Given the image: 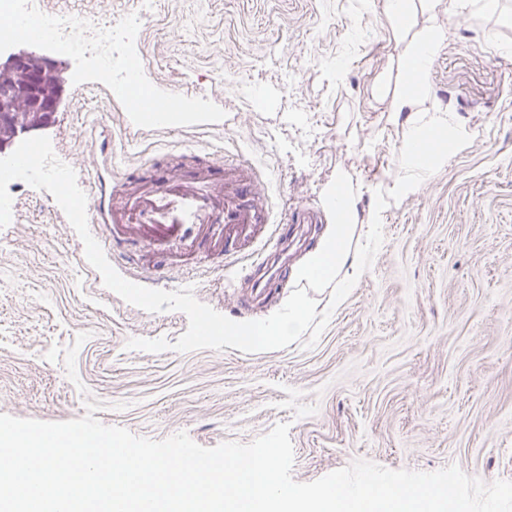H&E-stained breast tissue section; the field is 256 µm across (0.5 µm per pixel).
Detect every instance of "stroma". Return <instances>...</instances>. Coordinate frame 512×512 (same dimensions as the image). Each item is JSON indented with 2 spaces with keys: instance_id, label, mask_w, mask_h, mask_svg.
<instances>
[{
  "instance_id": "obj_1",
  "label": "stroma",
  "mask_w": 512,
  "mask_h": 512,
  "mask_svg": "<svg viewBox=\"0 0 512 512\" xmlns=\"http://www.w3.org/2000/svg\"><path fill=\"white\" fill-rule=\"evenodd\" d=\"M399 29L386 0H154L135 40L157 88L202 97L223 120L135 125L107 86L67 85L39 135L71 166L87 198L98 165L113 200L156 172L210 178L218 160L249 163L270 186L274 216L312 212L317 237L298 233L269 257L294 274L327 236L342 186L358 217L366 270L339 305L316 292L329 321L314 344L272 351L226 347L150 353L133 338L169 342L187 330L179 311L151 313L107 289L81 238L46 190L10 186L15 223L0 228V414L44 422L97 419L151 440L186 432L197 444H247L289 423L292 477L306 483L363 459L392 470L450 465L490 483L512 480V0H453ZM108 29L141 0H37ZM444 41L419 111L445 110L460 150L419 188L398 189L403 123L392 112L400 54L423 28ZM112 135L95 153L91 128ZM378 221L366 223L368 212ZM118 233L113 268L137 283L160 270L162 290L194 297L243 322L241 272L222 271L203 247L184 255L159 230Z\"/></svg>"
}]
</instances>
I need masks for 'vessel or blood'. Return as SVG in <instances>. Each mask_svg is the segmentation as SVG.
Returning a JSON list of instances; mask_svg holds the SVG:
<instances>
[{"instance_id":"vessel-or-blood-1","label":"vessel or blood","mask_w":512,"mask_h":512,"mask_svg":"<svg viewBox=\"0 0 512 512\" xmlns=\"http://www.w3.org/2000/svg\"><path fill=\"white\" fill-rule=\"evenodd\" d=\"M96 224H157L165 226L178 246L191 250L199 245L200 234H207L215 246L224 249L231 261L240 255L236 244L243 241L265 250L279 249L284 240V225L274 221L268 196L259 173L239 165L224 169L223 179H213L203 191L187 181L157 177L145 194L124 205L112 203L106 190H99L91 205ZM254 277L248 307L257 310L274 297L275 288L266 284L261 261H252Z\"/></svg>"}]
</instances>
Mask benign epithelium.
I'll list each match as a JSON object with an SVG mask.
<instances>
[{"label":"benign epithelium","instance_id":"benign-epithelium-1","mask_svg":"<svg viewBox=\"0 0 512 512\" xmlns=\"http://www.w3.org/2000/svg\"><path fill=\"white\" fill-rule=\"evenodd\" d=\"M22 69L27 72L26 82L10 87L0 95V124H8L11 127L10 138L0 141L1 153L5 152L17 138L38 129V126L28 121L24 113L17 111V101L23 99L31 107L51 116L58 111L65 90V68L58 60L48 56H38L21 46H15L0 53V70ZM48 73L55 75L59 83L58 89L52 94L45 90V78Z\"/></svg>","mask_w":512,"mask_h":512}]
</instances>
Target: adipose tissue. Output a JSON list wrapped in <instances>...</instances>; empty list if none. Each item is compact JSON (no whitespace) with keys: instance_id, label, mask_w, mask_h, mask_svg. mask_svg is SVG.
Returning a JSON list of instances; mask_svg holds the SVG:
<instances>
[{"instance_id":"1","label":"adipose tissue","mask_w":512,"mask_h":512,"mask_svg":"<svg viewBox=\"0 0 512 512\" xmlns=\"http://www.w3.org/2000/svg\"><path fill=\"white\" fill-rule=\"evenodd\" d=\"M443 34L437 28L427 27L418 33L403 52L402 90L393 103L395 114H407V131L402 142L404 174L401 188L417 187L457 150L460 139L448 120L447 113L426 114L416 111L419 92L426 75L439 51ZM336 210V222L329 231L322 247L311 254L296 273L297 281L316 288L335 282L337 290L355 284L364 273V265L352 239L356 231L354 203L342 191L330 196Z\"/></svg>"}]
</instances>
